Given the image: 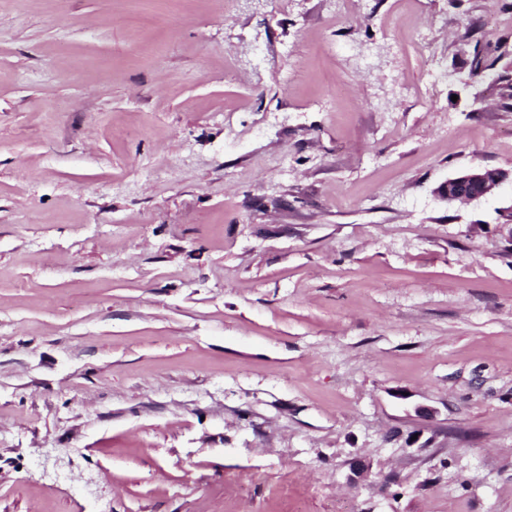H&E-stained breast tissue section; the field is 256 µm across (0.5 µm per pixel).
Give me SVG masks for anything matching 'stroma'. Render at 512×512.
<instances>
[{
    "label": "stroma",
    "instance_id": "obj_1",
    "mask_svg": "<svg viewBox=\"0 0 512 512\" xmlns=\"http://www.w3.org/2000/svg\"><path fill=\"white\" fill-rule=\"evenodd\" d=\"M512 0H0V512H512ZM509 178L512 184V172L483 167L471 168L448 179L444 198L448 203L479 201L496 189H501Z\"/></svg>",
    "mask_w": 512,
    "mask_h": 512
}]
</instances>
